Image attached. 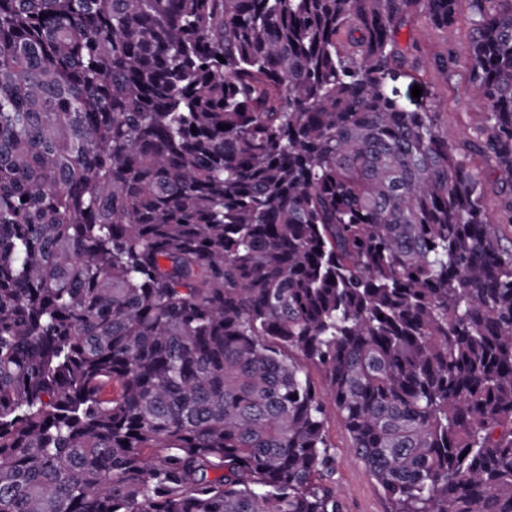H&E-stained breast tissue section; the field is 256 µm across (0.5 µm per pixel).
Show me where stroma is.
Instances as JSON below:
<instances>
[{"instance_id": "35a3bbf8", "label": "stroma", "mask_w": 512, "mask_h": 512, "mask_svg": "<svg viewBox=\"0 0 512 512\" xmlns=\"http://www.w3.org/2000/svg\"><path fill=\"white\" fill-rule=\"evenodd\" d=\"M470 10L461 0L457 22L452 30L435 27L425 17H413L397 34L401 45H417L416 69L406 70L395 86L408 106L418 100L433 102L442 114L441 128L449 144L463 147L474 128L484 118L485 102L472 89L465 63L470 45ZM455 52L461 64L456 71L442 72L435 68L436 57ZM421 87V97L411 95L413 87ZM326 429L334 447L336 469L333 475L346 512H388L389 505L378 484L356 458L344 422L334 404L325 410Z\"/></svg>"}]
</instances>
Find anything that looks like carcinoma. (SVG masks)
I'll list each match as a JSON object with an SVG mask.
<instances>
[{
	"label": "carcinoma",
	"mask_w": 512,
	"mask_h": 512,
	"mask_svg": "<svg viewBox=\"0 0 512 512\" xmlns=\"http://www.w3.org/2000/svg\"><path fill=\"white\" fill-rule=\"evenodd\" d=\"M459 2L0 0V512H345L326 395L390 512H512V0L464 150L390 87Z\"/></svg>",
	"instance_id": "cac0c4a2"
}]
</instances>
